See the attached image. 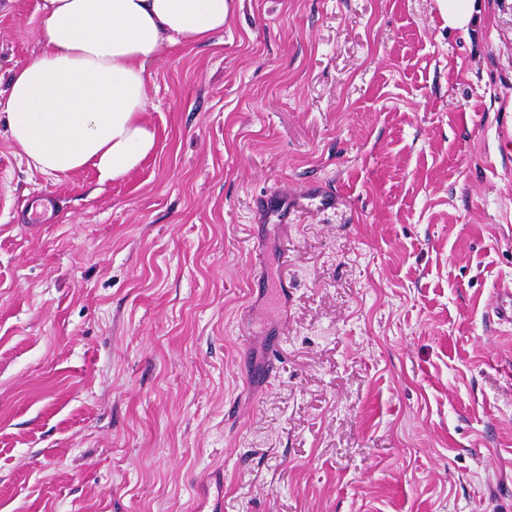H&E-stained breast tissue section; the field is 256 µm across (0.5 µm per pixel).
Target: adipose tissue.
Wrapping results in <instances>:
<instances>
[{"mask_svg":"<svg viewBox=\"0 0 512 512\" xmlns=\"http://www.w3.org/2000/svg\"><path fill=\"white\" fill-rule=\"evenodd\" d=\"M233 0H41V50L0 95L8 137L47 175L119 179L154 150L146 64L223 32Z\"/></svg>","mask_w":512,"mask_h":512,"instance_id":"1","label":"adipose tissue"}]
</instances>
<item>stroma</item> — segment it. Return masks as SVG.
I'll list each match as a JSON object with an SVG mask.
<instances>
[{
	"label": "stroma",
	"mask_w": 512,
	"mask_h": 512,
	"mask_svg": "<svg viewBox=\"0 0 512 512\" xmlns=\"http://www.w3.org/2000/svg\"><path fill=\"white\" fill-rule=\"evenodd\" d=\"M38 5L0 0L1 79ZM479 9L238 0L148 65L156 147L104 184L0 119V512H512V0ZM477 0H440L442 11L447 14L451 29L467 31L477 20Z\"/></svg>",
	"instance_id": "35a3bbf8"
}]
</instances>
